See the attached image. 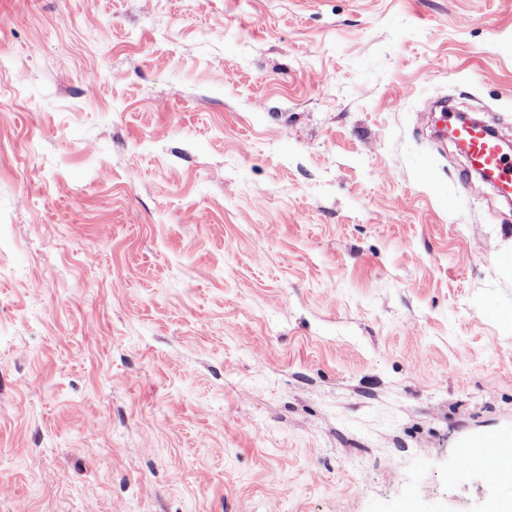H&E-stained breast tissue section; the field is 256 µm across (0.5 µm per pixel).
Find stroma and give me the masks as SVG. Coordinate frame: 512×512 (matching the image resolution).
Wrapping results in <instances>:
<instances>
[{
    "label": "stroma",
    "mask_w": 512,
    "mask_h": 512,
    "mask_svg": "<svg viewBox=\"0 0 512 512\" xmlns=\"http://www.w3.org/2000/svg\"><path fill=\"white\" fill-rule=\"evenodd\" d=\"M512 0H0V512H492ZM444 119L465 148L467 173H479L502 197L509 199L512 195V157L500 148L495 135L481 123H463L451 108L444 112Z\"/></svg>",
    "instance_id": "obj_1"
}]
</instances>
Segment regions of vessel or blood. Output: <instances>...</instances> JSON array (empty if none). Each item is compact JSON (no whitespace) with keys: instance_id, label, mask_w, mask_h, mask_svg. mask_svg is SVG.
<instances>
[{"instance_id":"1","label":"vessel or blood","mask_w":512,"mask_h":512,"mask_svg":"<svg viewBox=\"0 0 512 512\" xmlns=\"http://www.w3.org/2000/svg\"><path fill=\"white\" fill-rule=\"evenodd\" d=\"M444 119L463 144L469 170L479 173L502 197L512 196V155L502 150L490 130L480 123H463L454 110Z\"/></svg>"}]
</instances>
